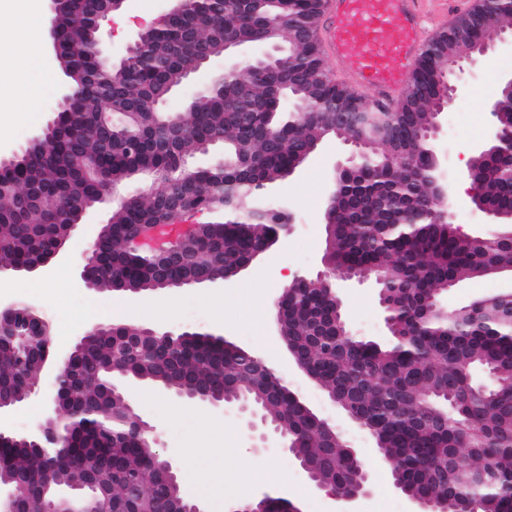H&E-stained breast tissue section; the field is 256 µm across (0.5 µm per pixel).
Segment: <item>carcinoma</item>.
I'll return each instance as SVG.
<instances>
[{
  "instance_id": "cac0c4a2",
  "label": "carcinoma",
  "mask_w": 512,
  "mask_h": 512,
  "mask_svg": "<svg viewBox=\"0 0 512 512\" xmlns=\"http://www.w3.org/2000/svg\"><path fill=\"white\" fill-rule=\"evenodd\" d=\"M101 0H64L55 17L61 34L57 62L78 103L59 112L46 151H25L0 171V269L14 271L36 252L66 242L69 224H43L45 215L71 199L94 207L105 177L111 187L149 181L134 203H117L101 227L98 287L124 292L156 290L171 274L185 284L212 283L240 266L250 249L284 233L278 206L267 198L277 182L307 160L306 150L327 137L370 141L371 147L336 186V209L324 212L336 231L325 255L336 271L372 279L381 275L406 289L393 323L407 345L336 335V301L324 288L298 283L283 297L281 336L309 365L329 393L368 418L384 420L382 455L401 489L446 490L448 508L469 498L480 512H512V294L487 295L448 312L426 313L458 283L486 277L489 267L512 266V221L482 239L441 221L448 201L430 183L431 147L418 145L434 121L430 87L439 63L420 61L412 95L399 110L362 117L361 100L329 76L316 34L303 40L297 24L316 26L311 0H192L173 22L150 30L127 67L112 81V66L98 54L95 17ZM286 18L277 39L297 64L290 71L267 64L190 100L188 111H160L163 101L196 65L200 45L219 48L230 35L243 44L262 40L271 20ZM329 106L328 112H288L286 99ZM108 110L120 129L105 138L83 136ZM219 139L228 164L183 175L177 160L190 158ZM408 156L405 175L383 162L386 149ZM483 177L480 203L500 214L512 211V172L502 155L478 156ZM215 219L194 224L166 248H145L137 238L160 224L189 221V202ZM433 216L402 224V215ZM483 246H475L477 240ZM0 336V398L20 400L38 376L44 353L43 315L21 305ZM138 347L114 348L112 324L85 337L63 368L71 378L63 409L75 425L63 431L65 449L35 456L20 440L0 445V482H24L26 512H43L47 501L73 485L112 491L119 512H167L178 497L162 473L134 447L125 397L114 380L138 378L190 392L235 394L242 383V356L219 341L189 340L180 348L162 336L125 329ZM478 367L495 377L485 397L473 394ZM455 404L448 426L427 425L424 409ZM265 412L282 422L306 462L326 483L346 491L353 475L338 464L341 452L324 439L302 406L267 399Z\"/></svg>"
}]
</instances>
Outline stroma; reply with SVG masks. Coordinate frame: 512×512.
<instances>
[{"label": "stroma", "mask_w": 512, "mask_h": 512, "mask_svg": "<svg viewBox=\"0 0 512 512\" xmlns=\"http://www.w3.org/2000/svg\"><path fill=\"white\" fill-rule=\"evenodd\" d=\"M167 8V0H124L126 19L112 17L103 24L102 37L108 49L114 56L123 55L141 33L150 29V16H163ZM507 74H512L510 49L495 53L488 65L469 78L468 91L441 115V131L434 148L447 157L449 170L465 168L473 146L483 140L489 123L486 106L498 95L501 80ZM27 78L39 85L36 101L7 90L0 92V97L10 103L9 108L0 111V153L24 145L53 118L57 108L61 76L47 80L35 71L28 73ZM350 150L344 141H324L303 166L272 186L270 197L295 215L292 232L280 238L228 287L195 285L168 291L174 307L163 318H155L146 308L155 299V292L120 295L112 290L86 287L80 278V254L86 242L112 216V205L108 202L79 225L77 235L70 240L71 254L57 260L52 279H45L37 271L1 275L0 303L28 300L48 319L54 340L65 341L69 346L84 330L80 321L84 313L107 312L112 322L118 323L127 306L138 310V324L142 327L190 329L224 336L244 349H259L268 363L279 368L307 406L326 416H335L327 394L294 370L287 348L273 321L264 318L263 309L272 293L271 285L279 277H313L323 271L327 197L333 186L335 164L346 160ZM343 302L344 320L353 334L386 340L374 282L355 283L344 289ZM129 399L136 411L155 426L160 455L177 469L185 498L199 502L202 512H219L221 508L220 501L201 499L199 487L207 482L223 485L225 496H232L239 489L251 493L256 500L280 495L276 485L280 476H287L292 486L303 483L297 465L286 455L271 452L260 456L251 451L247 432L234 413L184 402L145 383L133 384ZM347 438L360 448L371 478L369 492L351 504V512H413L409 498L394 488L388 466L379 462L371 443L356 430L349 431ZM191 445L200 447L201 452L189 458L185 450Z\"/></svg>", "instance_id": "1"}]
</instances>
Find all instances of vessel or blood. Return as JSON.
Returning a JSON list of instances; mask_svg holds the SVG:
<instances>
[{
    "label": "vessel or blood",
    "mask_w": 512,
    "mask_h": 512,
    "mask_svg": "<svg viewBox=\"0 0 512 512\" xmlns=\"http://www.w3.org/2000/svg\"><path fill=\"white\" fill-rule=\"evenodd\" d=\"M420 0H328L327 48L360 90L391 104L410 85L423 39L432 35Z\"/></svg>",
    "instance_id": "b4317fda"
}]
</instances>
